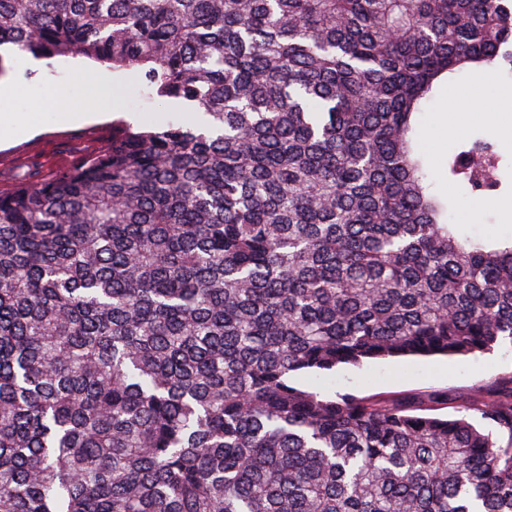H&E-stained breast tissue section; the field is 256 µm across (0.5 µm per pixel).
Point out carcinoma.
I'll return each instance as SVG.
<instances>
[{"label":"carcinoma","instance_id":"1","mask_svg":"<svg viewBox=\"0 0 512 512\" xmlns=\"http://www.w3.org/2000/svg\"><path fill=\"white\" fill-rule=\"evenodd\" d=\"M6 44L190 119L0 192V512H512V384L474 423L298 383L512 341V237L442 220L416 125L512 71V0H0Z\"/></svg>","mask_w":512,"mask_h":512}]
</instances>
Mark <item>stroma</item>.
I'll use <instances>...</instances> for the list:
<instances>
[{"instance_id": "35a3bbf8", "label": "stroma", "mask_w": 512, "mask_h": 512, "mask_svg": "<svg viewBox=\"0 0 512 512\" xmlns=\"http://www.w3.org/2000/svg\"><path fill=\"white\" fill-rule=\"evenodd\" d=\"M12 66L8 76L9 86L15 89L11 109L28 113L39 130L0 140V190L18 185L31 164H39L42 173L49 175L77 157L100 150L112 140L116 116H133L137 127L159 126L179 121L181 117L180 106L162 105L141 96L133 75L112 72L110 67L82 56L56 57L34 67L29 54L16 53L12 56ZM476 82L482 86L495 117L472 122L466 133L497 144L504 156H511L512 103L501 106L498 89L488 83L486 76L477 77ZM58 96L68 99L71 111H82L94 102L101 114L84 123L58 124L53 107ZM452 114L448 91L443 88L417 117L420 148L433 191L451 200L448 221L462 233L511 236V186L494 195H482L448 180L442 162L458 140L442 135L441 130ZM510 376L512 343L506 341L487 354L407 357L369 362L360 367L343 366L325 375L302 377L301 384L325 394H352L381 400L410 396L425 399L445 392L451 402L442 406L441 415L460 417L468 415L469 403L481 388Z\"/></svg>"}]
</instances>
